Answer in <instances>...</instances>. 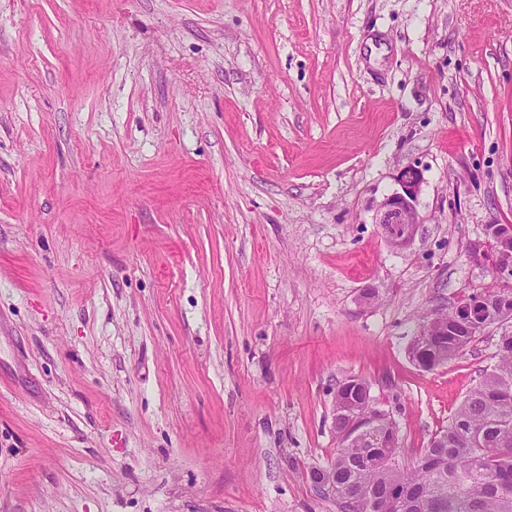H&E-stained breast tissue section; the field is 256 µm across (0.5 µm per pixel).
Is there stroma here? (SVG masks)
<instances>
[{
	"label": "stroma",
	"instance_id": "35a3bbf8",
	"mask_svg": "<svg viewBox=\"0 0 512 512\" xmlns=\"http://www.w3.org/2000/svg\"><path fill=\"white\" fill-rule=\"evenodd\" d=\"M489 224L512 0H0V512H337L340 382L409 459L494 363L407 355ZM400 189L380 203L376 224H379L387 242L393 247H406L415 238L422 222L415 202L421 188L419 173L407 168L398 177ZM345 401L350 404L352 412L358 416H378V431L380 433L389 434L396 432L399 436L397 421L389 413L381 411V409L374 405L371 387L365 379L349 377L337 386L335 396L336 408Z\"/></svg>",
	"mask_w": 512,
	"mask_h": 512
}]
</instances>
